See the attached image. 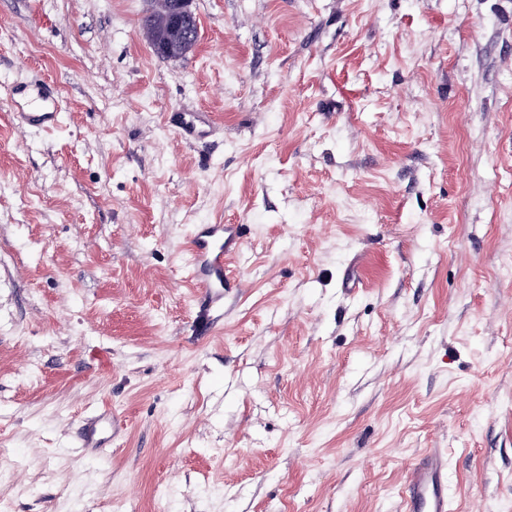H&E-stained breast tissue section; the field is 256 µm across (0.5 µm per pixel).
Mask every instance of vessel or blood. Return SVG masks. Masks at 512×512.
Instances as JSON below:
<instances>
[{
	"instance_id": "1",
	"label": "vessel or blood",
	"mask_w": 512,
	"mask_h": 512,
	"mask_svg": "<svg viewBox=\"0 0 512 512\" xmlns=\"http://www.w3.org/2000/svg\"><path fill=\"white\" fill-rule=\"evenodd\" d=\"M27 93L37 105L36 111L22 113L28 127L49 128L56 124L59 104L47 96L40 85L30 84ZM245 241L241 224H209L191 238L188 250V279L205 294L208 302L224 294V259L237 252ZM120 430L119 423L105 418L89 421L84 428L85 444L110 447ZM400 512H448V467L441 449H428L408 470L401 498Z\"/></svg>"
}]
</instances>
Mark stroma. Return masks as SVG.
Listing matches in <instances>:
<instances>
[{
    "mask_svg": "<svg viewBox=\"0 0 512 512\" xmlns=\"http://www.w3.org/2000/svg\"><path fill=\"white\" fill-rule=\"evenodd\" d=\"M148 7L0 0V512H398L428 448L503 512L512 0H194L177 59ZM33 98L40 112H22L21 124L28 127L50 128L57 122L59 104L56 99L47 96L40 85L30 84L17 87L13 93L25 92ZM191 238L188 279L213 303L224 297V257L240 250L245 241L243 224H206ZM121 423L112 416V425L104 417L89 421L84 428L83 441L94 448H109L114 438L121 430Z\"/></svg>",
    "mask_w": 512,
    "mask_h": 512,
    "instance_id": "stroma-1",
    "label": "stroma"
}]
</instances>
